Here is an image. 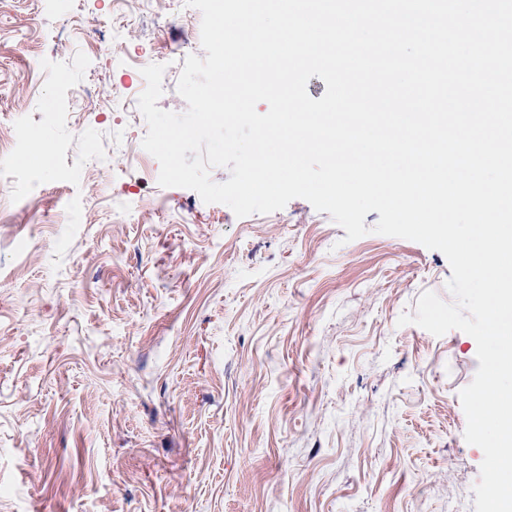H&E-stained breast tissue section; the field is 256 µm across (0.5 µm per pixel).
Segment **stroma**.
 <instances>
[{
    "mask_svg": "<svg viewBox=\"0 0 512 512\" xmlns=\"http://www.w3.org/2000/svg\"><path fill=\"white\" fill-rule=\"evenodd\" d=\"M200 29L184 0H0V162L38 184H0V512H475L476 342L397 324L449 299L446 257L375 211L348 243L301 198L159 186L141 70L185 112Z\"/></svg>",
    "mask_w": 512,
    "mask_h": 512,
    "instance_id": "obj_1",
    "label": "stroma"
}]
</instances>
